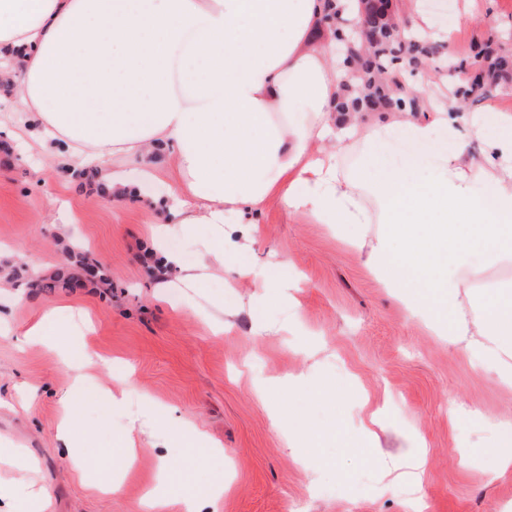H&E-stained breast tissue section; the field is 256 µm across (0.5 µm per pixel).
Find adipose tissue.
Wrapping results in <instances>:
<instances>
[{
	"label": "adipose tissue",
	"mask_w": 512,
	"mask_h": 512,
	"mask_svg": "<svg viewBox=\"0 0 512 512\" xmlns=\"http://www.w3.org/2000/svg\"><path fill=\"white\" fill-rule=\"evenodd\" d=\"M348 0H0V73L17 75L12 111L28 147L64 142L72 167H95L113 201L175 165L170 212L152 229L168 288H197L255 229L224 244V219L275 205L331 224L412 317L512 385V285L483 298L470 318L463 288L486 259L512 258V112L460 111L427 77L419 112L385 118L335 110L342 58L322 18ZM481 140L479 155L468 150ZM135 157L108 173L113 155ZM380 225L375 236L366 227ZM172 237L202 251L187 264ZM10 512H47L46 491L19 478L0 486Z\"/></svg>",
	"instance_id": "adipose-tissue-1"
}]
</instances>
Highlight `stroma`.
I'll list each match as a JSON object with an SVG mask.
<instances>
[{
	"label": "stroma",
	"instance_id": "stroma-1",
	"mask_svg": "<svg viewBox=\"0 0 512 512\" xmlns=\"http://www.w3.org/2000/svg\"><path fill=\"white\" fill-rule=\"evenodd\" d=\"M422 6L441 23L469 11L452 32L454 60L488 40L512 46V0ZM170 193L163 179L117 204L78 188L69 170L40 151H0V261L59 265L52 241L65 212L76 245L112 276L108 298L86 288L31 294L20 305L14 289L0 288V449L31 461L29 479L50 491V512H140L150 488L174 500L216 478L224 481L220 512H512V471L490 474L502 442L495 424L512 422V388L493 369L466 357L462 344L429 333L326 225L277 207L260 215L257 242L240 260L270 273L287 265L298 312L282 303L257 313V288L229 271L191 289L197 310L183 312L160 297L149 270L150 229L169 220L159 203ZM53 307L85 311L95 332L82 335L76 320L51 345L20 346L15 330ZM216 314L225 327L215 336L203 319ZM260 318L271 327L262 336L255 332ZM88 350L101 357L92 368L97 379L127 394L115 410L92 388L74 403L90 453L115 463L122 487L112 496L64 458L55 438L57 399L70 382L65 363ZM300 374L387 399L378 458L357 443L354 412L283 389ZM262 385L271 388L264 398ZM275 405L303 413L321 433L310 459L297 460L286 447L272 424ZM170 408L189 430L170 427ZM134 418L152 449L128 464L124 435ZM207 438L222 444L223 456L210 454ZM420 444L426 464L416 490L407 473ZM163 466L171 481H161Z\"/></svg>",
	"mask_w": 512,
	"mask_h": 512
}]
</instances>
